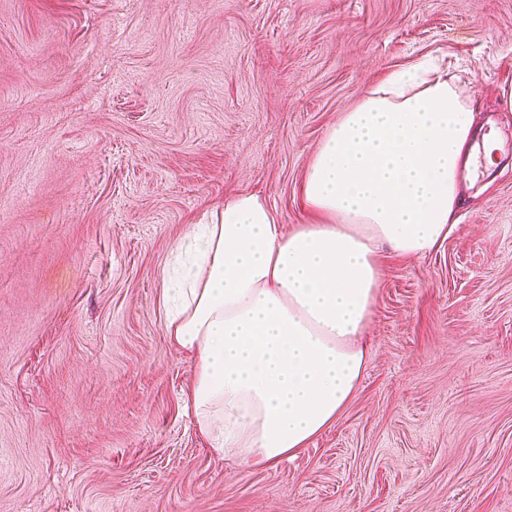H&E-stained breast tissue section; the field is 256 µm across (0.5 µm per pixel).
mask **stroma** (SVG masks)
<instances>
[{
	"label": "stroma",
	"mask_w": 512,
	"mask_h": 512,
	"mask_svg": "<svg viewBox=\"0 0 512 512\" xmlns=\"http://www.w3.org/2000/svg\"><path fill=\"white\" fill-rule=\"evenodd\" d=\"M421 56L499 131L487 189L384 258L333 427L214 454L174 247L240 191L304 223L326 131ZM0 512H512V0H0Z\"/></svg>",
	"instance_id": "obj_1"
}]
</instances>
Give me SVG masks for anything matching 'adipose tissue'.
I'll return each instance as SVG.
<instances>
[{"instance_id":"1","label":"adipose tissue","mask_w":512,"mask_h":512,"mask_svg":"<svg viewBox=\"0 0 512 512\" xmlns=\"http://www.w3.org/2000/svg\"><path fill=\"white\" fill-rule=\"evenodd\" d=\"M498 149L422 58L324 135L300 185L306 223L285 230L263 194L239 192L176 245L166 335L195 365L186 407L214 452L269 466L336 423L362 380L384 253L447 239L460 174L478 155L495 167Z\"/></svg>"}]
</instances>
